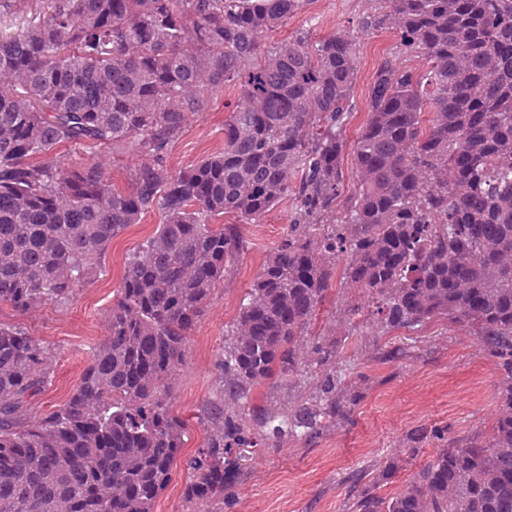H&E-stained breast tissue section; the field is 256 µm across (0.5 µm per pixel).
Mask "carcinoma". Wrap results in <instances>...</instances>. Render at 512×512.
Listing matches in <instances>:
<instances>
[{"label": "carcinoma", "mask_w": 512, "mask_h": 512, "mask_svg": "<svg viewBox=\"0 0 512 512\" xmlns=\"http://www.w3.org/2000/svg\"><path fill=\"white\" fill-rule=\"evenodd\" d=\"M304 0H0V303L64 302L109 243L158 206L164 224L126 264L108 336L66 403L26 422L47 352L0 325V512H153L184 424L169 380L190 331L242 249L239 226L291 201L288 232L224 336V410L186 460L185 512H228L248 455L311 437L357 404L336 370V340L309 337L342 279L372 310L345 313L385 336L445 319L469 329L500 370V413L486 437L441 447L390 497L396 458L352 476L347 512H512V0H371L398 41L370 87L344 194L341 130L358 46L348 31L315 43L262 33ZM422 57L418 75L397 66ZM233 86L224 150L166 165L189 116ZM431 118L424 119V114ZM144 161L120 192L99 166H64V144ZM313 389L286 413L248 405L297 373Z\"/></svg>", "instance_id": "obj_1"}]
</instances>
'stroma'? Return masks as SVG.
Returning a JSON list of instances; mask_svg holds the SVG:
<instances>
[{"label":"stroma","mask_w":512,"mask_h":512,"mask_svg":"<svg viewBox=\"0 0 512 512\" xmlns=\"http://www.w3.org/2000/svg\"><path fill=\"white\" fill-rule=\"evenodd\" d=\"M370 0H305L303 7L281 27L267 32L268 44L287 41L299 32L320 40L346 30L360 44L352 107L341 136L342 170L346 190L358 181L353 144L370 107L369 88L375 73L397 42L386 27L362 28L360 20ZM240 102L238 91L215 95L207 111L190 116L181 136L167 151L171 169H185L224 148V123ZM66 162L101 166L119 190H127L130 176L143 161L135 143L117 152L93 147H60ZM290 206L281 203L256 224H239L233 214L212 217L213 226L239 224L243 249L191 331L187 355L170 382V411L185 425L181 460L173 468L167 488L154 512H184L182 491L187 481L183 461L212 434L224 405V382L219 362L224 336L236 321L240 303L269 254L288 230ZM163 211L148 210L139 223L112 239L92 274L76 286L69 301L45 302L20 312L0 303V324L23 329L49 353L48 381L29 399L27 417L36 420L62 407L77 387L99 343L108 334V314L126 262L164 223ZM362 304L361 291L333 277L331 289L315 312L309 333L338 342L337 369L346 371L359 394L348 421L326 428L313 438L284 436L277 447L255 455L239 485L233 512H347L352 474L375 461L395 457L403 467L378 492L389 496L401 489L416 466L435 452L422 443L412 453L411 435L436 430L455 441L470 432L490 433L499 414L496 385L500 372L495 360L466 327L435 321L416 330L395 331L387 337L366 325L351 330L340 315L344 299ZM405 349L403 360L383 363L384 345ZM309 387L307 375L288 377L281 386L254 390L253 405L274 411L293 407Z\"/></svg>","instance_id":"obj_1"}]
</instances>
